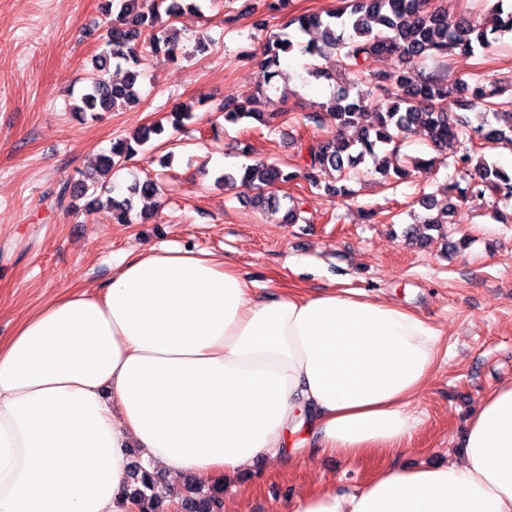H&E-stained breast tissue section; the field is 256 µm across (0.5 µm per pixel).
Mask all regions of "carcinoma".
<instances>
[{
  "mask_svg": "<svg viewBox=\"0 0 512 512\" xmlns=\"http://www.w3.org/2000/svg\"><path fill=\"white\" fill-rule=\"evenodd\" d=\"M197 2L104 0V11L112 15V24L106 29L105 48L91 59L92 70L72 111L79 116L111 112L135 102L145 61L159 56L178 59L179 32L171 19L185 7L198 10ZM504 2L493 0V24L486 28L476 20L454 19L445 8L431 9L428 0H346L344 7L323 16H288L284 14L286 0H268V10L283 14L280 32L269 38L260 61L270 70L269 77L278 76L280 58L295 50L309 55L322 53L318 41L302 39L315 31L336 53L339 67H313L309 74L329 83L365 85L367 89L355 97L343 90L323 104L336 120V133L300 146L299 163L282 167L256 159L243 167L241 184L263 188L302 179L315 187L316 171L331 168L344 173L368 157L377 159L382 175L401 180L408 169L400 157L399 136L415 127L424 132L435 151H451L453 164L471 177L464 188L458 183L448 185L446 200L423 195L419 204L428 216L407 231L409 238L419 237L422 228L441 229L444 217L457 208V203L482 197L488 190L501 201H512V174L478 155L476 149L460 155L455 150L466 133L483 142L512 141V98L500 100L501 89L480 77L472 81L452 79L442 65L431 69L424 66L428 58L444 59L458 50L471 53L477 46L486 49L492 43L491 35L512 31V8L504 9ZM164 15L168 20H162ZM386 55L397 56L401 67L392 73L378 70L377 63ZM113 69L124 72L121 82L112 80ZM450 95L456 96L465 110L481 106L474 113L475 121H464L443 107L442 102ZM248 119L272 128L276 115L266 116L253 106L224 104V122L239 124ZM164 131L163 123L157 121L112 143L110 152L100 157L95 174L87 176L100 189L87 204L88 210L106 209L118 222L128 223L133 196L152 199L160 194L158 183L147 178L132 184L130 197L116 201L110 196L109 184L112 173L125 167L152 137ZM289 202L283 222L307 223L302 200L291 197ZM130 478L129 497L139 512H165L163 502L152 493L155 474L135 464ZM186 490L188 496L182 503L187 512H220L222 488L204 492L189 481Z\"/></svg>",
  "mask_w": 512,
  "mask_h": 512,
  "instance_id": "obj_1",
  "label": "carcinoma"
}]
</instances>
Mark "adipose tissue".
Segmentation results:
<instances>
[{"label": "adipose tissue", "instance_id": "adipose-tissue-1", "mask_svg": "<svg viewBox=\"0 0 512 512\" xmlns=\"http://www.w3.org/2000/svg\"><path fill=\"white\" fill-rule=\"evenodd\" d=\"M440 336L365 292L259 296L223 257L149 247L100 293L68 289L0 341V512H137L147 470L209 484L309 446L353 460L406 448ZM293 512H512V383L470 414L447 464L313 487Z\"/></svg>", "mask_w": 512, "mask_h": 512}]
</instances>
